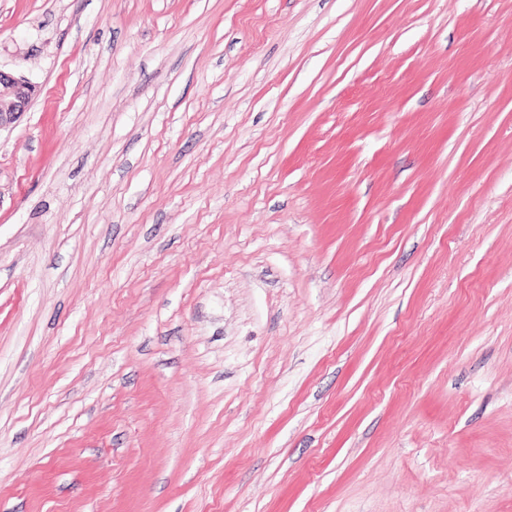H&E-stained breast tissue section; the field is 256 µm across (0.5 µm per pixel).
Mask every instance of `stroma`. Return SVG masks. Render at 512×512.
<instances>
[{
  "mask_svg": "<svg viewBox=\"0 0 512 512\" xmlns=\"http://www.w3.org/2000/svg\"><path fill=\"white\" fill-rule=\"evenodd\" d=\"M0 512H512V0H0ZM34 95L29 81L0 69V130L28 111Z\"/></svg>",
  "mask_w": 512,
  "mask_h": 512,
  "instance_id": "stroma-1",
  "label": "stroma"
}]
</instances>
